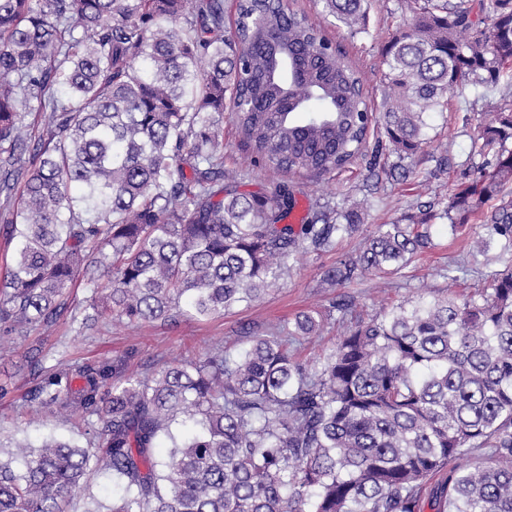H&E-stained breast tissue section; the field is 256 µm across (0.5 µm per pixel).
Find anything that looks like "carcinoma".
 Returning <instances> with one entry per match:
<instances>
[{"instance_id":"carcinoma-1","label":"carcinoma","mask_w":512,"mask_h":512,"mask_svg":"<svg viewBox=\"0 0 512 512\" xmlns=\"http://www.w3.org/2000/svg\"><path fill=\"white\" fill-rule=\"evenodd\" d=\"M317 2L368 32L372 0ZM397 2L410 19L383 49L373 109L359 68L283 0H237L232 27L225 0H0V204L17 240L1 326L52 321L82 270L107 277H87L86 329L105 315L208 318L262 299L295 253L361 231L323 277L344 288L402 271L433 246L437 215L454 231L480 214L505 264L466 299L419 295L354 319L314 369L288 351L320 328L303 313L151 380L109 387V368L88 364L49 376L40 409L99 425L85 447H18L20 470L0 459V512H74L99 472L118 493L83 512H512V92L441 213L430 201L366 230L356 204L311 202L288 223L283 177L343 170L376 127L371 161L390 151L381 171L404 179L457 88H494L512 66L507 0ZM47 110L35 131L26 118ZM226 111L276 175L269 189L244 193L224 171Z\"/></svg>"}]
</instances>
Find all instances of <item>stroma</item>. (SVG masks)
Masks as SVG:
<instances>
[{
  "label": "stroma",
  "mask_w": 512,
  "mask_h": 512,
  "mask_svg": "<svg viewBox=\"0 0 512 512\" xmlns=\"http://www.w3.org/2000/svg\"><path fill=\"white\" fill-rule=\"evenodd\" d=\"M403 21L397 0H375L366 34L353 37L345 28L333 26L327 32L359 66L367 86L374 90L379 85L382 50L402 28ZM511 91L512 77L506 75L495 89L469 86L453 97L447 110L435 120L431 142L416 158V175L407 180L371 175L365 159L330 175L299 177V209H306L314 199L339 208L351 197L363 201L364 225L371 228L416 212L418 202L446 198L454 181L461 178V165L472 153L479 123ZM466 107L471 114L465 123L461 111ZM224 166L244 171L241 189L245 192L264 191L270 181L265 169L253 165L238 129L229 120L224 123ZM421 172L429 175L424 190L417 186ZM431 231L432 248L416 256L403 277L371 276L342 290L327 287L323 282L325 272L342 256L358 250L361 238L354 235L337 240L327 251L296 253L289 261L288 274L261 302L200 320L179 315L166 322L116 324L105 318L95 328L83 329L75 317L88 305L91 292L84 278L76 277L65 297V310L53 322L21 333H10L0 326V340L8 346L0 353V382L9 385L8 393L0 396V446L24 441L36 445L49 435L86 444L87 415L76 411L67 417L52 416L37 410L28 400L30 391L56 371L84 364L109 365L114 367L116 377L135 374L146 379L185 359H200L220 348L238 352L254 337L265 335L271 325L293 321L303 311L324 316L318 333L296 345L300 357L315 367L344 331L339 314L329 311L331 301L340 295L353 297L357 313L368 318L382 308L416 298L425 288L436 292L449 287L454 294L467 295L483 287L493 267L486 264L479 248L483 230L478 221L469 219L454 231L437 219ZM453 262L466 265L470 273L452 287L443 273ZM35 356L40 359L36 366L31 363Z\"/></svg>",
  "instance_id": "1"
}]
</instances>
